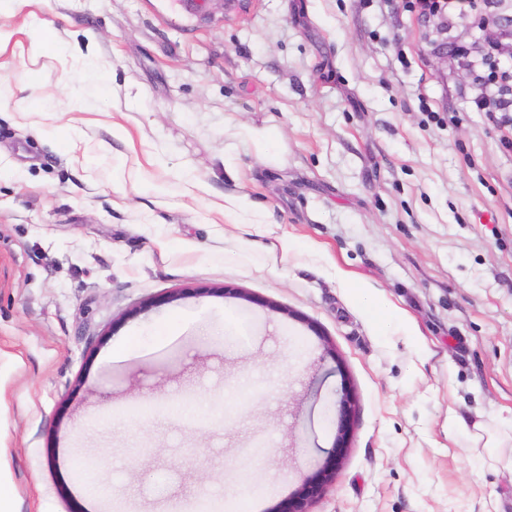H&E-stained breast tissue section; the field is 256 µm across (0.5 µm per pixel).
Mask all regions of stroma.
<instances>
[{"mask_svg": "<svg viewBox=\"0 0 512 512\" xmlns=\"http://www.w3.org/2000/svg\"><path fill=\"white\" fill-rule=\"evenodd\" d=\"M0 29L15 512H84L96 474L106 512H277L346 387L309 512H512V473L448 429L512 412V135L452 53L485 31L408 0H29ZM241 195L267 215L246 237ZM349 288L360 296L367 304L369 309L379 317H386L388 313L399 314L392 304L383 296L372 295L367 288H362L357 282L350 281ZM353 408L352 393L349 389L345 388L338 405L337 435L334 448H347L352 425Z\"/></svg>", "mask_w": 512, "mask_h": 512, "instance_id": "obj_1", "label": "stroma"}]
</instances>
